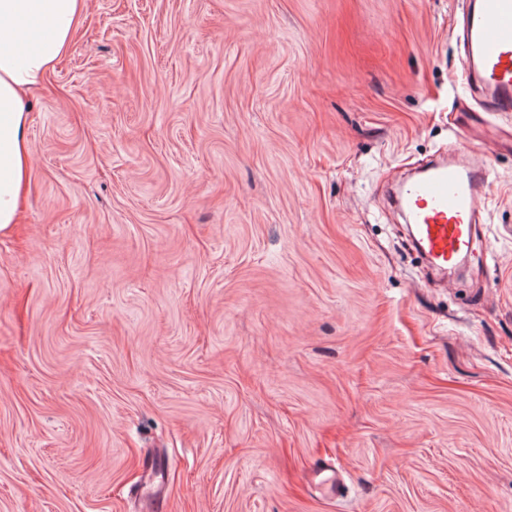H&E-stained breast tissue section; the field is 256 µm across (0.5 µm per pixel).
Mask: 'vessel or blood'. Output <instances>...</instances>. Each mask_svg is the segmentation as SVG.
<instances>
[{
  "label": "vessel or blood",
  "mask_w": 512,
  "mask_h": 512,
  "mask_svg": "<svg viewBox=\"0 0 512 512\" xmlns=\"http://www.w3.org/2000/svg\"><path fill=\"white\" fill-rule=\"evenodd\" d=\"M460 70L492 112H512V0H472L463 21ZM488 169L483 155L463 151L437 160L398 192L410 235L424 262L447 272L470 251L481 230ZM146 512H162L166 491L158 464L143 473Z\"/></svg>",
  "instance_id": "1"
}]
</instances>
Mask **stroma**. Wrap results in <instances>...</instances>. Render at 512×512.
I'll return each mask as SVG.
<instances>
[{"instance_id": "obj_1", "label": "stroma", "mask_w": 512, "mask_h": 512, "mask_svg": "<svg viewBox=\"0 0 512 512\" xmlns=\"http://www.w3.org/2000/svg\"><path fill=\"white\" fill-rule=\"evenodd\" d=\"M0 235V512H512V112L467 0H85ZM485 153L427 270L393 196ZM333 466L331 497L307 483ZM460 70L491 112H512V0H471ZM140 490L143 498H139V500L144 502L143 509L150 512H159L164 509L163 506L166 501L165 484L162 471L155 462H151L144 469L143 485Z\"/></svg>"}]
</instances>
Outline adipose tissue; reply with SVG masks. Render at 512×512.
<instances>
[{"mask_svg": "<svg viewBox=\"0 0 512 512\" xmlns=\"http://www.w3.org/2000/svg\"><path fill=\"white\" fill-rule=\"evenodd\" d=\"M84 0H0V232L17 220L31 148L24 96L68 50Z\"/></svg>", "mask_w": 512, "mask_h": 512, "instance_id": "adipose-tissue-1", "label": "adipose tissue"}]
</instances>
